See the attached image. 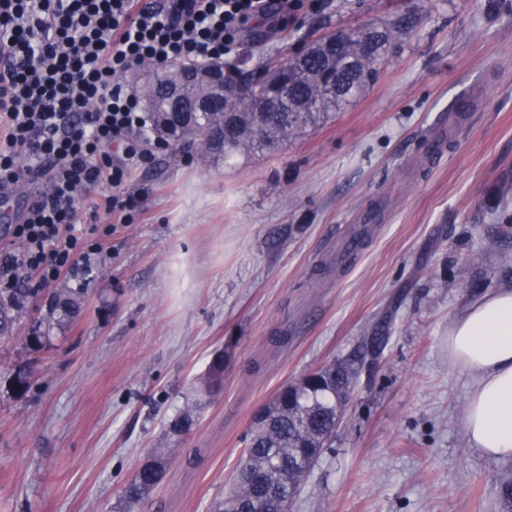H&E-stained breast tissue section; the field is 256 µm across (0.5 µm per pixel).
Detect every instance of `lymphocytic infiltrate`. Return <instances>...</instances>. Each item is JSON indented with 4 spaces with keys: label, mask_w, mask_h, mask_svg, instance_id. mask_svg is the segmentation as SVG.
Masks as SVG:
<instances>
[{
    "label": "lymphocytic infiltrate",
    "mask_w": 512,
    "mask_h": 512,
    "mask_svg": "<svg viewBox=\"0 0 512 512\" xmlns=\"http://www.w3.org/2000/svg\"><path fill=\"white\" fill-rule=\"evenodd\" d=\"M317 0H0V191L21 177L45 179L14 225L16 249L0 254V287L34 275L46 288L101 253L110 223L89 237L77 206L93 186L98 203L128 222L126 186L146 162L148 125L120 78L145 61L215 60L254 26L282 29Z\"/></svg>",
    "instance_id": "1"
}]
</instances>
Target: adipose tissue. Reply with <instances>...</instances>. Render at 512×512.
I'll return each instance as SVG.
<instances>
[{
  "mask_svg": "<svg viewBox=\"0 0 512 512\" xmlns=\"http://www.w3.org/2000/svg\"><path fill=\"white\" fill-rule=\"evenodd\" d=\"M448 356L475 377L466 404L470 442L485 455L512 457V287L449 322Z\"/></svg>",
  "mask_w": 512,
  "mask_h": 512,
  "instance_id": "1",
  "label": "adipose tissue"
}]
</instances>
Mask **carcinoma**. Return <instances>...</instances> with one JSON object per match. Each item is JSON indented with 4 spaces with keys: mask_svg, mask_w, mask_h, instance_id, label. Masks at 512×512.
<instances>
[{
    "mask_svg": "<svg viewBox=\"0 0 512 512\" xmlns=\"http://www.w3.org/2000/svg\"><path fill=\"white\" fill-rule=\"evenodd\" d=\"M413 26L402 16L381 30V41L373 49L366 45L368 31L345 35L341 55L331 53L326 38L310 43L311 51L301 57L274 61L258 76L234 64L212 61L224 71V109L232 111L231 121L223 112L204 110L190 116L187 124L170 133L158 132L178 143L186 138L199 142L206 156H228L241 150H271L301 134L322 112H335L373 82L391 48L394 34ZM188 62L172 59L145 70L146 80L138 86L152 102L155 113L167 106V87L177 81ZM281 84L278 111L265 112L262 100L268 88ZM81 288H61L48 299L49 315H58L57 325L73 318L81 308ZM18 293L0 292V336L12 332ZM224 353L212 359L205 391L220 384L224 372ZM317 379L282 386L268 403L265 420L251 429L245 456L227 494V503L242 512H291L300 488L318 459V441H326L336 430L337 400L340 389L354 385L355 363L349 362L336 373L327 365L316 372ZM169 462L165 448L156 449L151 461L139 465L124 490L125 510L147 497L162 481ZM224 501L213 512H224ZM501 512H512V476L500 486Z\"/></svg>",
    "mask_w": 512,
    "mask_h": 512,
    "instance_id": "1",
    "label": "carcinoma"
}]
</instances>
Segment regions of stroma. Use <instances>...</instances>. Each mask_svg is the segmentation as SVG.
Instances as JSON below:
<instances>
[{
	"instance_id": "35a3bbf8",
	"label": "stroma",
	"mask_w": 512,
	"mask_h": 512,
	"mask_svg": "<svg viewBox=\"0 0 512 512\" xmlns=\"http://www.w3.org/2000/svg\"><path fill=\"white\" fill-rule=\"evenodd\" d=\"M406 13L417 26L378 78L275 151L204 163L196 144L155 146L131 176L137 211L65 280L82 307L43 348L23 338L48 293L20 297L0 339V512H123L157 448L166 476L137 512H211L255 412L354 358L292 512H500L512 458L469 443L472 378L448 360V323L512 286V0H320L285 30L254 27L239 55L259 73ZM366 209L378 231L337 270ZM375 333L384 349L361 357ZM220 350L224 380L200 396ZM190 407L189 432L170 433Z\"/></svg>"
}]
</instances>
